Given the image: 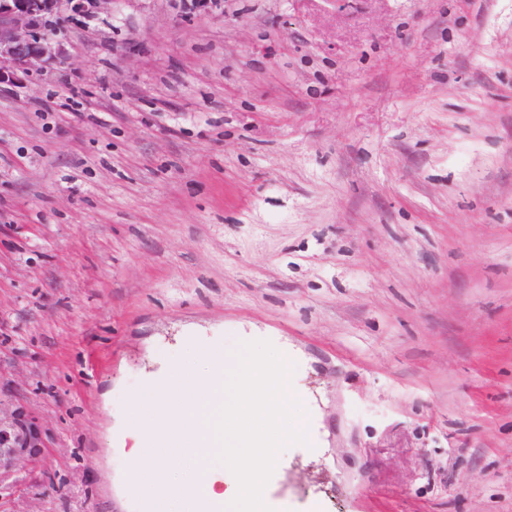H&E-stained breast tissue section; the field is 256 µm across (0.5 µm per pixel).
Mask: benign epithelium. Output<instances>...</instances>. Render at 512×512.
I'll list each match as a JSON object with an SVG mask.
<instances>
[{
	"label": "benign epithelium",
	"instance_id": "7a95c632",
	"mask_svg": "<svg viewBox=\"0 0 512 512\" xmlns=\"http://www.w3.org/2000/svg\"><path fill=\"white\" fill-rule=\"evenodd\" d=\"M112 0H0V86L41 74L51 64L64 65L65 49L49 34V21L63 9H109ZM22 435L0 426V468H8L23 454Z\"/></svg>",
	"mask_w": 512,
	"mask_h": 512
}]
</instances>
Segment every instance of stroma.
<instances>
[{
	"label": "stroma",
	"instance_id": "35a3bbf8",
	"mask_svg": "<svg viewBox=\"0 0 512 512\" xmlns=\"http://www.w3.org/2000/svg\"><path fill=\"white\" fill-rule=\"evenodd\" d=\"M0 96V512H142L131 397L270 332L326 512H512V0H114ZM11 427H2L0 422V470L8 468L23 454L25 448H17L16 445L24 441L18 431Z\"/></svg>",
	"mask_w": 512,
	"mask_h": 512
}]
</instances>
